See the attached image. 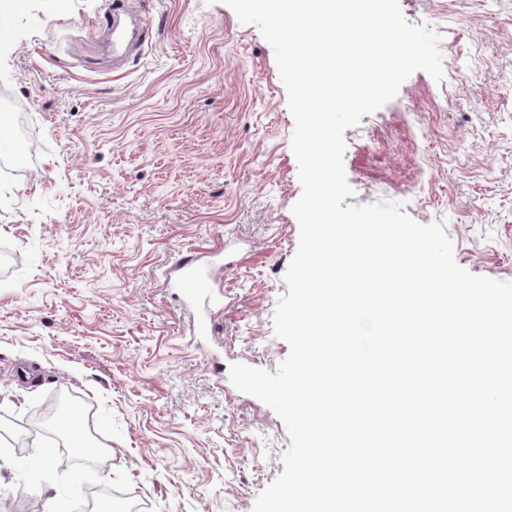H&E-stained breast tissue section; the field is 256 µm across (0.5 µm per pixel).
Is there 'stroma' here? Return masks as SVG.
Returning a JSON list of instances; mask_svg holds the SVG:
<instances>
[{"instance_id":"35a3bbf8","label":"stroma","mask_w":512,"mask_h":512,"mask_svg":"<svg viewBox=\"0 0 512 512\" xmlns=\"http://www.w3.org/2000/svg\"><path fill=\"white\" fill-rule=\"evenodd\" d=\"M440 35L344 133L354 205L442 223L456 263L512 281V0H398ZM112 0L0 13V500L69 512H253L285 425L229 379L276 370L299 166L273 47L222 0H138L123 60L91 33ZM195 260L205 306L179 266ZM80 397L79 427L30 416Z\"/></svg>"}]
</instances>
